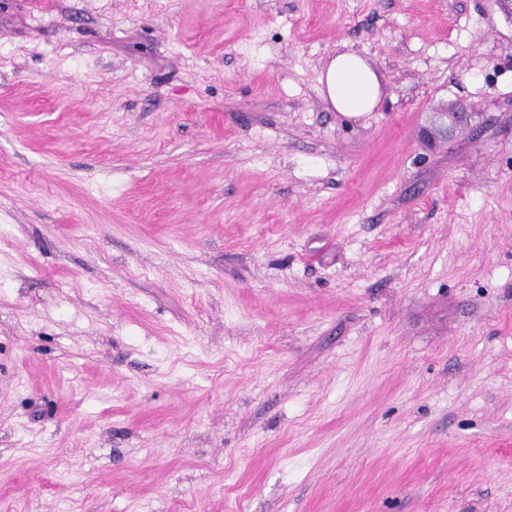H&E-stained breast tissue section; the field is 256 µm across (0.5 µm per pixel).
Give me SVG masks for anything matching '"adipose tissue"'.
Listing matches in <instances>:
<instances>
[{
  "instance_id": "adipose-tissue-1",
  "label": "adipose tissue",
  "mask_w": 512,
  "mask_h": 512,
  "mask_svg": "<svg viewBox=\"0 0 512 512\" xmlns=\"http://www.w3.org/2000/svg\"><path fill=\"white\" fill-rule=\"evenodd\" d=\"M321 95L330 106L348 118L373 111L382 85L376 70L360 54L347 50L337 53L319 76Z\"/></svg>"
}]
</instances>
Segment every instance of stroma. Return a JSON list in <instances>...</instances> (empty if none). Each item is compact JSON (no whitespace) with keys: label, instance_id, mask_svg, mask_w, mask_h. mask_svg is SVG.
I'll return each mask as SVG.
<instances>
[{"label":"stroma","instance_id":"obj_1","mask_svg":"<svg viewBox=\"0 0 512 512\" xmlns=\"http://www.w3.org/2000/svg\"><path fill=\"white\" fill-rule=\"evenodd\" d=\"M0 512H512V0H0ZM321 95L347 118H358L377 106L382 85L376 70L360 54L343 51L332 57L319 76Z\"/></svg>","mask_w":512,"mask_h":512}]
</instances>
